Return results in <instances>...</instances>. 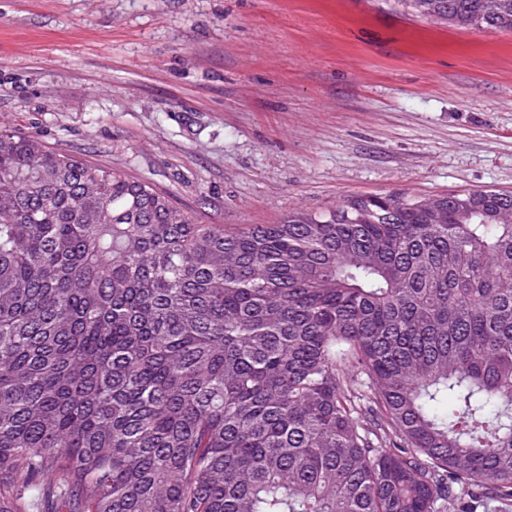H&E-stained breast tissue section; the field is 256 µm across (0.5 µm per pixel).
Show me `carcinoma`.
<instances>
[{"instance_id":"1","label":"carcinoma","mask_w":512,"mask_h":512,"mask_svg":"<svg viewBox=\"0 0 512 512\" xmlns=\"http://www.w3.org/2000/svg\"><path fill=\"white\" fill-rule=\"evenodd\" d=\"M408 0L512 32V0ZM512 508V194L200 224L0 131V512Z\"/></svg>"}]
</instances>
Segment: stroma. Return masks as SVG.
Segmentation results:
<instances>
[{
    "label": "stroma",
    "instance_id": "1",
    "mask_svg": "<svg viewBox=\"0 0 512 512\" xmlns=\"http://www.w3.org/2000/svg\"><path fill=\"white\" fill-rule=\"evenodd\" d=\"M0 128L230 231L512 192V32L404 0H0Z\"/></svg>",
    "mask_w": 512,
    "mask_h": 512
}]
</instances>
